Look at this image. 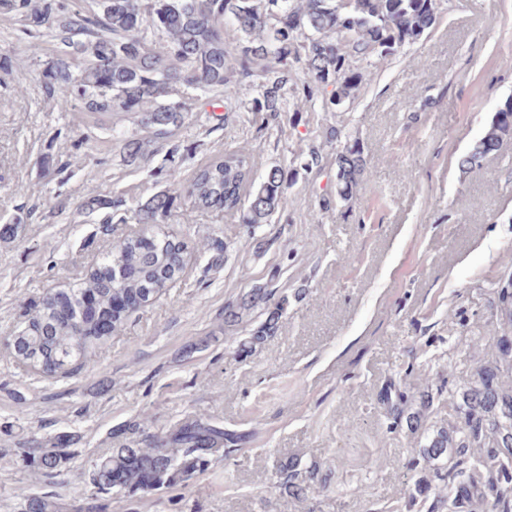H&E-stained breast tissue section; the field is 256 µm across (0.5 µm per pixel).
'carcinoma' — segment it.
Returning <instances> with one entry per match:
<instances>
[{
    "instance_id": "carcinoma-1",
    "label": "carcinoma",
    "mask_w": 512,
    "mask_h": 512,
    "mask_svg": "<svg viewBox=\"0 0 512 512\" xmlns=\"http://www.w3.org/2000/svg\"><path fill=\"white\" fill-rule=\"evenodd\" d=\"M0 11L19 13L27 33L46 34L62 48L44 70L53 103L68 107L84 101L95 112L137 110L142 126L155 135L181 124L188 110L168 98L179 85L203 94L218 92L232 100L231 85L249 78L258 88L252 109L274 117L288 100L313 101L334 112L350 106L366 83L364 62L384 58L429 36L437 0H97V11H67L57 0H0ZM232 37L227 42L226 36ZM304 62L298 78L292 63ZM336 145V199L350 203L367 177L359 138L333 128ZM512 140V97L500 105L483 136L459 161L464 170L483 166L502 144ZM321 154L300 151L289 167H271L259 180L247 160L235 153L201 166L187 191L179 169L167 173L168 188L137 206L134 236L112 241L100 263L82 278L56 291L65 306L52 309L47 294L20 335L15 358L44 376L67 374L95 364L96 353L110 342L97 334L99 319L112 302L133 301L137 311L152 303L182 276L186 256L209 243L189 245L165 231L164 223L187 198L201 209L222 207L242 212L243 222L267 224L285 203L287 177L297 169L313 171ZM495 317L488 337L491 357L479 359L468 378L455 374L411 393L400 386L382 396L389 433L405 430L420 439V454L406 466L403 499L392 512H512V273L492 289ZM288 297L253 288L224 309V325L248 327L236 353L249 356L274 336ZM448 395V420L431 421L434 404ZM130 436L110 455L94 461L93 491L73 512H105L102 495L127 498L150 489L186 482L222 459L228 444L244 438L194 416L167 430L151 433L136 423ZM12 455L34 475L50 477L66 466V442L24 441ZM281 484L303 497L309 485L297 462L277 466ZM121 480L113 488L112 477ZM21 512H64L57 495H22Z\"/></svg>"
}]
</instances>
